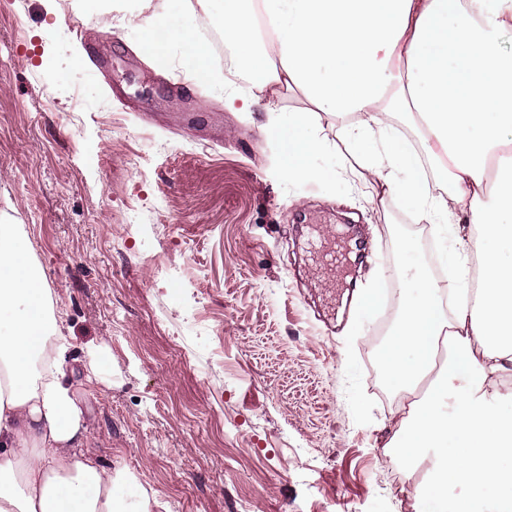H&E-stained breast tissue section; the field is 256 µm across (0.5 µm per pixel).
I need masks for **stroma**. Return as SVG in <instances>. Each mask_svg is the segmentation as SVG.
<instances>
[{
  "mask_svg": "<svg viewBox=\"0 0 512 512\" xmlns=\"http://www.w3.org/2000/svg\"><path fill=\"white\" fill-rule=\"evenodd\" d=\"M133 4L87 24L84 0H0V219L26 227L71 364L106 352L88 448L134 473L133 510L145 493L154 512H417L428 479L384 454L404 395L371 346L403 306L368 315L354 290L434 278V225L395 196L368 206L323 112L328 155L288 178L272 113L228 111L184 81L186 53L115 28Z\"/></svg>",
  "mask_w": 512,
  "mask_h": 512,
  "instance_id": "stroma-1",
  "label": "stroma"
}]
</instances>
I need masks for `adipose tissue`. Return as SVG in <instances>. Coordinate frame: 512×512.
Here are the masks:
<instances>
[{
    "label": "adipose tissue",
    "instance_id": "ef3b65f1",
    "mask_svg": "<svg viewBox=\"0 0 512 512\" xmlns=\"http://www.w3.org/2000/svg\"><path fill=\"white\" fill-rule=\"evenodd\" d=\"M218 24L248 90L224 94L233 112L275 111L281 90H302L310 109L270 125L291 177L324 145L314 112L335 115L360 154L381 208L395 195L439 234L448 282L405 288L404 315L383 353L394 383L421 381L394 432L391 454L429 461L424 512H477L470 499L512 489V412L499 403L512 377V0H220ZM157 51L180 44L193 77L210 80L207 49L185 12L130 13ZM403 113L418 141L395 135ZM449 181L445 193L433 182ZM28 233L0 224V512H132L129 471L85 450L79 395L101 379L103 350L86 344L74 369ZM461 488L449 496V485Z\"/></svg>",
    "mask_w": 512,
    "mask_h": 512
}]
</instances>
